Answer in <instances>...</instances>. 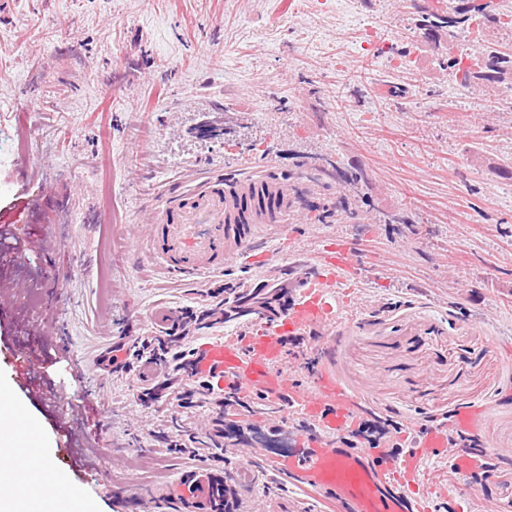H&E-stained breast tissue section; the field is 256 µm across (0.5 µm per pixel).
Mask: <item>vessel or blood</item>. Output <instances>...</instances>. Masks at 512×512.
<instances>
[{
	"label": "vessel or blood",
	"mask_w": 512,
	"mask_h": 512,
	"mask_svg": "<svg viewBox=\"0 0 512 512\" xmlns=\"http://www.w3.org/2000/svg\"><path fill=\"white\" fill-rule=\"evenodd\" d=\"M263 188L272 194L273 208L242 212V200ZM38 206L37 199L20 198L11 211L0 215V224L20 223ZM293 207L287 185L268 176L213 174L193 187L165 195L147 210L151 231L146 241L168 269L197 281L256 251L258 226L286 223ZM357 264L352 248L340 245L335 256L319 261L304 275L285 314L262 322L248 335L204 344L197 368L217 389L277 397L280 423H287L295 413L314 421L315 428L303 438L301 448L288 458L270 459L274 471L318 487L350 504L354 512H430L431 500L443 491L442 484L429 477L430 461L447 445L443 426H414L412 437L396 453L351 447L339 435L355 420L353 396L324 370L314 374L309 384H298L283 358L286 337L304 332L319 336L321 349L330 347L340 323L337 311L354 300L359 286ZM33 376V367H19L16 383L31 399L52 408L57 427L67 429L69 418L55 408L49 386L34 382ZM0 420L13 431L12 453L0 459V472L8 473L14 486H27L37 478L43 494L56 495L70 489L67 469L97 472V463L87 460L72 441L66 444V465L53 461L40 447L38 427L20 415L11 397H0Z\"/></svg>",
	"instance_id": "vessel-or-blood-1"
}]
</instances>
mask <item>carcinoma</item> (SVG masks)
I'll return each mask as SVG.
<instances>
[{
  "label": "carcinoma",
  "mask_w": 512,
  "mask_h": 512,
  "mask_svg": "<svg viewBox=\"0 0 512 512\" xmlns=\"http://www.w3.org/2000/svg\"><path fill=\"white\" fill-rule=\"evenodd\" d=\"M414 26L434 45L441 37L448 38V52L439 64L449 74L460 77L466 86L471 84H512V44L491 43L485 39L489 29L512 33V4L507 0H446L442 5L417 12ZM311 167L319 172L333 170L344 184L345 194L340 208L352 218L350 205L363 196L362 175L342 169L341 161L328 155L315 158ZM295 283L284 278L273 279L260 288L245 289L232 285L224 287V308L217 320L239 321L251 315L255 319H274L286 308L288 296ZM252 435L243 430L229 431L213 439L216 449L247 444Z\"/></svg>",
  "instance_id": "obj_1"
}]
</instances>
